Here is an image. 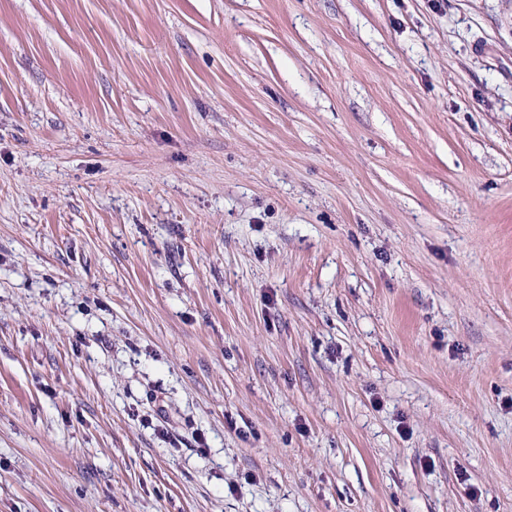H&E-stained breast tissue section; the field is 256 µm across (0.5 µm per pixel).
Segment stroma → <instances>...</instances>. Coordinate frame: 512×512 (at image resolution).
<instances>
[{
  "label": "stroma",
  "mask_w": 512,
  "mask_h": 512,
  "mask_svg": "<svg viewBox=\"0 0 512 512\" xmlns=\"http://www.w3.org/2000/svg\"><path fill=\"white\" fill-rule=\"evenodd\" d=\"M0 512H512V0H0Z\"/></svg>",
  "instance_id": "obj_1"
}]
</instances>
